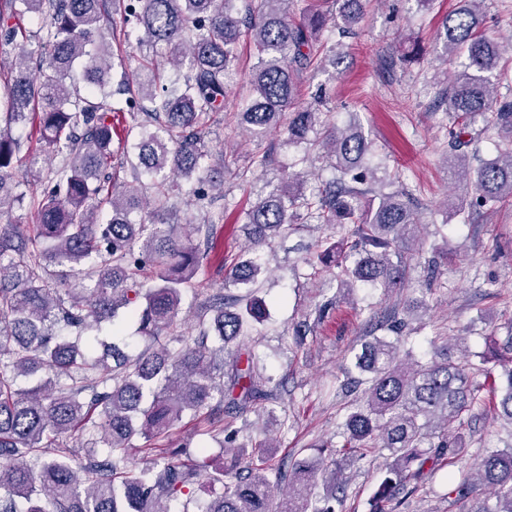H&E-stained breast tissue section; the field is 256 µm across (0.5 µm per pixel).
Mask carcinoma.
<instances>
[{
	"mask_svg": "<svg viewBox=\"0 0 512 512\" xmlns=\"http://www.w3.org/2000/svg\"><path fill=\"white\" fill-rule=\"evenodd\" d=\"M296 0H122L128 57L100 42L116 28L108 0H0V55L15 52L0 79V217L31 196L32 232L0 224V512H336V468L386 451L385 476L371 512H393L434 468L465 454L452 421L479 403L481 366L456 360L448 344L424 359L401 350L404 329L424 308L403 303V317L374 336L345 371L340 390L355 395L342 423L344 444L315 459L276 463L267 438L236 443V419L278 399L277 387L249 353L229 343L268 316L261 284L271 274L263 249L284 231L313 224L349 227L303 259L311 275L329 272L337 292L319 314L359 288L404 287L402 254L421 243L422 223L407 188L373 163L374 147L352 118L338 126L320 110L326 92L300 101L301 79L331 53L336 74L345 52L326 46L324 30L343 36L360 27L371 0H317L295 13ZM437 34L442 55L460 60L446 88L448 111L465 116L449 132L445 160L464 195L446 201L458 212L512 200V99L498 93L507 46L487 35L485 0H461ZM48 20L34 34L23 19ZM252 47L237 123L249 137L285 136L307 148L306 170L266 182L243 211L248 246L224 257V288L199 304L188 337L177 318L218 239L208 219L185 217L171 203L184 192L197 209L224 193V162L205 145L212 115L224 110V76ZM175 79L161 83L162 70ZM85 90H80L77 79ZM130 123L113 149L114 117ZM37 116L40 140L59 158L40 176V191L20 190L16 130ZM478 124L495 156L472 166L463 135ZM332 178L316 193L303 186L316 164ZM127 173L131 180L120 178ZM146 346L125 351L123 325ZM503 361L497 418L508 425L504 448L485 450L476 477L453 489L467 499L484 486L512 512V336L495 353ZM227 415L218 429L221 455L204 442L172 440L186 413ZM140 435L145 467L128 466ZM81 441L83 455L60 438ZM323 485L324 494L314 489Z\"/></svg>",
	"mask_w": 512,
	"mask_h": 512,
	"instance_id": "carcinoma-1",
	"label": "carcinoma"
}]
</instances>
